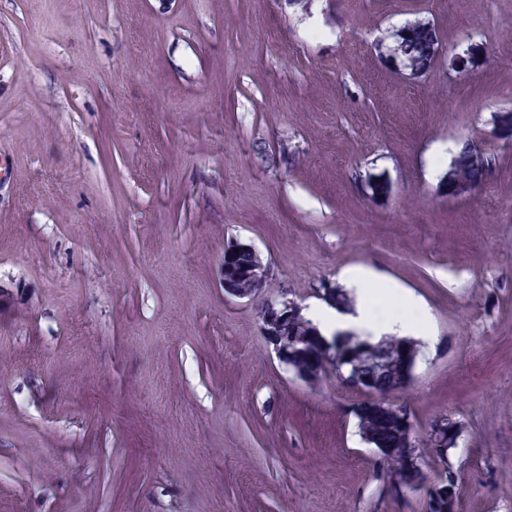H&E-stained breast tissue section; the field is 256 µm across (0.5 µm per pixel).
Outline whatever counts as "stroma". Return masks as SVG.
Returning a JSON list of instances; mask_svg holds the SVG:
<instances>
[{"label":"stroma","instance_id":"stroma-1","mask_svg":"<svg viewBox=\"0 0 512 512\" xmlns=\"http://www.w3.org/2000/svg\"><path fill=\"white\" fill-rule=\"evenodd\" d=\"M417 19L458 52L406 82L375 44ZM508 87L512 0H0V512H424L380 496L359 392L261 327L351 268L429 318L397 400L462 422L458 512H512ZM234 238L260 299L224 293ZM471 150L472 145L470 143H466L462 146L461 150L456 156L453 166V174L457 179L451 177L453 183L448 184V197L450 198L457 197L454 193V183L458 184L459 186H469L471 184H480L483 182L484 168L482 166L476 165L475 163L468 164L466 161L471 153ZM302 311L301 305L293 300H283L280 303L267 302L262 307L261 322L264 333L273 345L276 358L289 368L287 361L295 357L298 343L291 337L287 339L284 330L289 333V319L295 315L300 316ZM287 323L288 328H285ZM310 349H312V354L310 356L311 360L315 361H323L320 369L314 368H303L294 371L296 377L304 382L307 385H314L321 382L324 378L327 377L329 372L334 369V364L330 361H324L330 358V354L327 351L319 350L314 347L312 341L309 339L306 342Z\"/></svg>","mask_w":512,"mask_h":512}]
</instances>
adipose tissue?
<instances>
[{
  "label": "adipose tissue",
  "instance_id": "1",
  "mask_svg": "<svg viewBox=\"0 0 512 512\" xmlns=\"http://www.w3.org/2000/svg\"><path fill=\"white\" fill-rule=\"evenodd\" d=\"M368 274L361 269H352L345 275L346 283L354 288L356 305L353 312L344 314L338 311L325 309L314 310L310 319L326 336H333L348 330L362 333L364 339L369 342L380 341L383 334L397 333L403 336L411 335L426 338L431 334L427 320H419L410 324L398 319H392L381 323L374 319L371 313V293L366 283Z\"/></svg>",
  "mask_w": 512,
  "mask_h": 512
}]
</instances>
